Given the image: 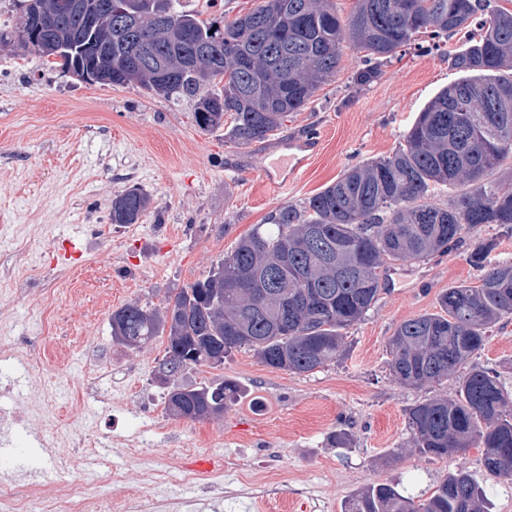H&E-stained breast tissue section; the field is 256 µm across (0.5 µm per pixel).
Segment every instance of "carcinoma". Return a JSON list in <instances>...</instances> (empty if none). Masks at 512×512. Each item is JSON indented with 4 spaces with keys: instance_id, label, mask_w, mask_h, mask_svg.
<instances>
[{
    "instance_id": "obj_1",
    "label": "carcinoma",
    "mask_w": 512,
    "mask_h": 512,
    "mask_svg": "<svg viewBox=\"0 0 512 512\" xmlns=\"http://www.w3.org/2000/svg\"><path fill=\"white\" fill-rule=\"evenodd\" d=\"M62 0H14L16 31L0 30V47L21 46L63 73L84 66L112 69L109 84L138 83L167 101L193 104V118L212 130L231 118L241 146L282 128L314 93L336 77L343 43L360 53L353 77L366 85L414 48L448 53L459 78L419 112L390 156L358 163L297 208L287 205L239 240L212 271L180 289L159 311L137 303L111 316L112 338L139 347L168 334L165 362L183 369L209 364L219 348L247 347L276 370L308 373L340 356L343 330L379 299L389 268L453 249L484 270L478 283H460L439 298L440 311L408 319L389 339L390 370L407 386L456 380L452 399L435 398L406 410L413 447L425 456L462 458L482 449L489 475L512 478V393L490 368L469 364L487 333L512 318V262L492 263L493 238H469L478 224L512 230V192L499 173L512 163V8L490 0H355L342 16L334 0H259L218 25L179 12L174 0H75L96 15L78 45L66 32L80 26L55 19ZM63 43L51 58L42 46ZM135 56L162 63L176 79L137 71ZM448 191V202H438ZM151 196L130 187L112 200L114 224H136ZM195 421L215 404L199 383L167 397ZM345 512H482L481 494L461 465L420 504L388 484L353 496Z\"/></svg>"
}]
</instances>
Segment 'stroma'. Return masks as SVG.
I'll return each mask as SVG.
<instances>
[{
    "label": "stroma",
    "instance_id": "stroma-1",
    "mask_svg": "<svg viewBox=\"0 0 512 512\" xmlns=\"http://www.w3.org/2000/svg\"><path fill=\"white\" fill-rule=\"evenodd\" d=\"M358 55L344 50L334 82L289 115L277 135L240 146L227 128H198L188 102L152 96L132 83H86L46 68L36 56L0 58V259L26 247V266L49 289L0 286V352L45 348L41 373L16 392L19 404L46 407L39 425L60 446L46 451L29 433L0 456V477L41 478L45 489L84 483L121 498L143 494L161 512L195 500L198 512H344L377 483L423 502L449 470L464 466L484 494V512H512V480L489 476L482 451L439 459L412 445L406 410L454 397L455 381L404 386L388 367V339L405 320L436 312L440 294L474 283L464 254L401 262L378 302L347 328L345 352L311 373L274 370L238 348L222 366L176 375L178 385L230 380L238 387L223 417L189 421L166 410L154 374L166 336L139 348L113 342L116 308H161L204 278L237 241L285 205H302L349 167L391 155L420 110L457 78L438 54H408L358 89ZM321 139L303 173L278 192L266 167L309 130ZM151 196L138 223L112 224L113 198L130 185ZM473 362L494 368L512 391V319L493 327ZM98 367L113 369L105 400L79 396ZM345 431L350 444L328 436ZM217 459L214 486L184 485L173 473L199 456Z\"/></svg>",
    "mask_w": 512,
    "mask_h": 512
}]
</instances>
